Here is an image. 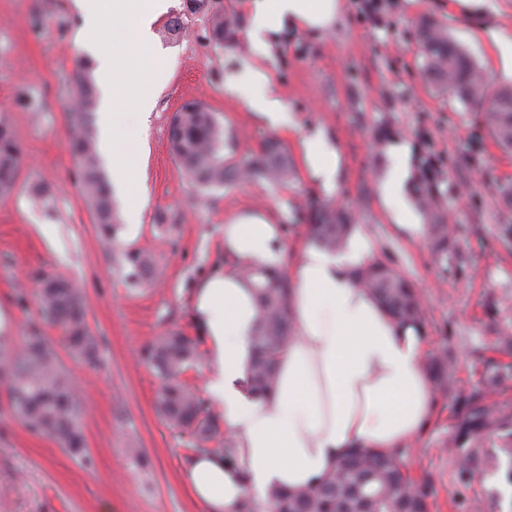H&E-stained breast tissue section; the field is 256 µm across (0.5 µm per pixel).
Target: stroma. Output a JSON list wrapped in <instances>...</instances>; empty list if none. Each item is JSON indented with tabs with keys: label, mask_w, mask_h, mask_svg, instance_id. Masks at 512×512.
Listing matches in <instances>:
<instances>
[{
	"label": "stroma",
	"mask_w": 512,
	"mask_h": 512,
	"mask_svg": "<svg viewBox=\"0 0 512 512\" xmlns=\"http://www.w3.org/2000/svg\"><path fill=\"white\" fill-rule=\"evenodd\" d=\"M182 15L188 36L175 40L168 17L153 26L169 75L155 94L136 162L147 198L140 222L120 224L118 238L99 236L95 213L69 146L71 97L81 22L72 0H0V125L21 143L24 160L11 193L0 196V306L13 317L12 345L40 319L38 290L61 276L83 291L87 323L99 339L101 364L91 369L66 352L60 331L45 325L73 385L89 462L72 459L54 440L31 434L14 416L0 387V512H205L191 492L187 438L159 416L160 381L140 356L157 336L200 331L192 295L224 270V215L267 209L293 224L311 202L350 211L368 234L375 260L418 290L427 359L446 356L454 385L435 394L431 422L403 459L414 479L428 482L429 512H512L505 470L470 479L454 445L469 398L512 408V151L491 138L477 113L425 75L418 29L447 28L484 76L503 85L486 38L451 0H384L367 18L359 0H342L332 33L316 37L282 28L270 43L273 90L293 112L297 130L279 134L256 122L243 93L252 58L245 37L246 0H204ZM235 24L224 47L211 41L216 13ZM41 28H34L35 15ZM203 105L224 127V157L244 162L276 141L292 159L287 181L258 177L201 189L181 171L170 145L176 112ZM323 128L342 150L336 191L325 195L307 177L298 135ZM408 148L411 174L403 197L418 224L443 214L448 250L437 256L430 236L411 241L388 219L380 185L391 165L388 148ZM148 252L158 279L131 286L121 269L126 248ZM142 449L144 462L131 449Z\"/></svg>",
	"instance_id": "35a3bbf8"
}]
</instances>
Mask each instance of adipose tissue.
I'll return each mask as SVG.
<instances>
[{
    "label": "adipose tissue",
    "mask_w": 512,
    "mask_h": 512,
    "mask_svg": "<svg viewBox=\"0 0 512 512\" xmlns=\"http://www.w3.org/2000/svg\"><path fill=\"white\" fill-rule=\"evenodd\" d=\"M173 0H75L83 22V49L95 65L99 91L98 147L112 181L126 198L128 223L139 221L146 196L143 177L117 144L135 142L147 128L154 98L151 87L166 78L152 27ZM248 37L254 60L247 63L245 94L254 119L280 133L294 129L286 103L270 90V76L259 65L269 51L268 37L284 25L315 34L331 32L342 15V0H250ZM135 21V39L148 65L135 80L141 91L123 100L112 83L123 67L108 50L110 23ZM133 113H125L126 103ZM298 147L309 179L325 193L336 190L341 148L319 127L305 131ZM392 166L380 196L396 227L411 238L422 233L398 203L406 176L405 149L389 150ZM285 225L269 212L237 210L224 218V255L230 265L199 286L194 320L210 346L206 392L224 413V429L236 442V461L198 453L189 465L194 498L208 512H270L273 491L309 487L334 472L353 448L388 451L415 441L430 421L434 399L424 369L426 338L416 324L392 319L351 280L371 262L374 243L364 233L349 238L342 251L329 252L305 241L288 260ZM250 268L287 270L294 284L291 308L295 340L282 355L272 396L249 392L245 379L250 339L259 310L245 277Z\"/></svg>",
    "instance_id": "adipose-tissue-1"
}]
</instances>
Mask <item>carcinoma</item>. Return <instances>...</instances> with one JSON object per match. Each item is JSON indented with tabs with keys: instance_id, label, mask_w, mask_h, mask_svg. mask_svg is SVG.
Instances as JSON below:
<instances>
[{
	"instance_id": "1",
	"label": "carcinoma",
	"mask_w": 512,
	"mask_h": 512,
	"mask_svg": "<svg viewBox=\"0 0 512 512\" xmlns=\"http://www.w3.org/2000/svg\"><path fill=\"white\" fill-rule=\"evenodd\" d=\"M418 36L427 59L426 71L437 85L448 89L462 104L480 112L493 138L502 147L512 148V87L492 88L471 56L449 35L447 28L432 22L419 27ZM233 37V27L224 15L215 16L211 39L221 47ZM71 110L72 152L79 162L80 176L92 203L98 233L117 239L118 218L107 180L100 168L92 116L96 99L92 85L81 75L75 79ZM172 153L183 173L205 189L222 186L243 169L226 165L224 130L215 115L200 104L184 105L173 118L170 135ZM23 159L20 142L0 128V195L15 186ZM249 175L272 182L288 179L292 166L288 155L274 141L264 143L259 154L247 163ZM314 241L327 250L341 249L355 223L342 208L322 204L304 217ZM428 225L437 254L448 248V225L444 217L430 213ZM127 277L134 284L154 278L155 264L143 250L123 252ZM256 300L260 321L251 340L248 382L253 392L272 393L278 362L292 338V285L278 272L258 271ZM354 283L366 289L394 319L420 323L423 310L415 288L382 262L352 273ZM44 318L62 334L68 353L90 367L99 361V340L87 325L82 292L66 279L47 277L38 294ZM147 365L161 379L157 399L159 415L171 426L189 433L191 449L214 443L210 452L231 460L233 442L224 437L206 401L181 377L202 359L198 341L172 331L158 337L148 347ZM0 382L7 392L16 418L33 434L53 439L69 455L89 461L79 402L57 353L41 330L34 328L18 348L0 349ZM430 370L435 388L448 390L446 360L432 361ZM499 439L496 451L482 456L481 466L470 473L482 474L500 465V456L512 458V414L493 412L476 401L468 402L465 418L457 429L455 443L467 449V461L476 459L486 440ZM404 449L377 452L352 449L340 462L337 473L302 490L272 492L273 512H427L429 485L411 489L414 481L402 460Z\"/></svg>"
}]
</instances>
